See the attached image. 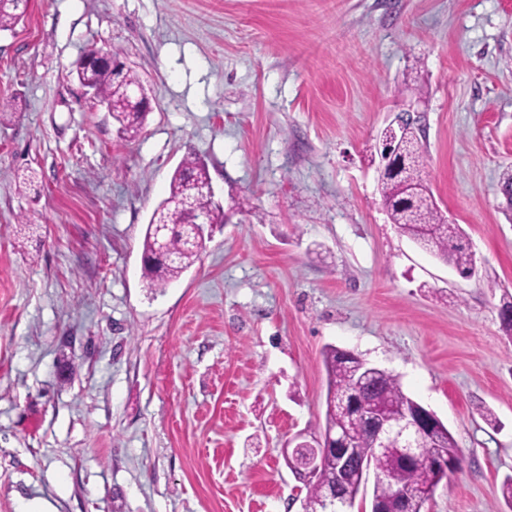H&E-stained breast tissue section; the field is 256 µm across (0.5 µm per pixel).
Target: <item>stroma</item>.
<instances>
[{
	"label": "stroma",
	"mask_w": 512,
	"mask_h": 512,
	"mask_svg": "<svg viewBox=\"0 0 512 512\" xmlns=\"http://www.w3.org/2000/svg\"><path fill=\"white\" fill-rule=\"evenodd\" d=\"M93 45L150 98L134 140L76 77ZM0 102V512H302L280 449L324 422L328 345L392 370L462 449L425 512H494L512 0H30L0 32ZM410 107L476 278L382 206L378 138ZM189 155L229 221L155 291L146 225Z\"/></svg>",
	"instance_id": "35a3bbf8"
}]
</instances>
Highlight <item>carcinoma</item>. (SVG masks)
<instances>
[{
	"mask_svg": "<svg viewBox=\"0 0 512 512\" xmlns=\"http://www.w3.org/2000/svg\"><path fill=\"white\" fill-rule=\"evenodd\" d=\"M25 12L22 0H0V31L13 30ZM76 73L80 83L94 92V99L108 109L122 133L129 138L136 137L144 125L146 110L130 109L126 102L131 89L140 85L138 76L128 70L121 76L116 75L109 66L88 68L80 61ZM209 179L207 166L195 156L186 157L175 169L168 197L153 210L143 240V277L148 287H166L198 259L200 246L195 243L190 218L203 214L215 224L221 222L223 211L205 194ZM407 189L397 174L390 173L380 179L381 201L391 223L452 266L461 277L473 278L474 260L463 244L464 233L460 225L443 218L430 190L421 192L412 206ZM156 224L171 227L166 241L168 259L154 258L158 247ZM499 312L501 329L512 341V293L504 292ZM322 357L327 374L324 426L348 431L357 449L355 462L364 461L372 468V502L381 512H425V504L442 480L439 471L431 466L403 465L391 450L374 454V427L369 421L353 415L347 408V400L355 393L371 411L382 416L418 409L422 404L403 390L397 375L369 365L351 352L328 346ZM426 445L450 462L459 452L455 438L440 420L435 421ZM336 476V456L331 453L325 456L317 476L307 487L302 501L303 512H325L326 495L336 485Z\"/></svg>",
	"mask_w": 512,
	"mask_h": 512,
	"instance_id": "carcinoma-1",
	"label": "carcinoma"
}]
</instances>
